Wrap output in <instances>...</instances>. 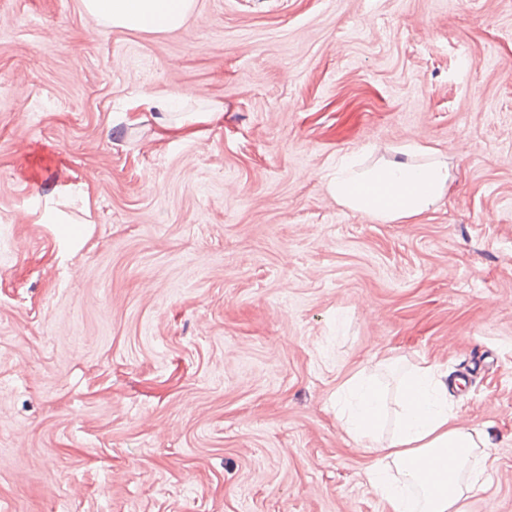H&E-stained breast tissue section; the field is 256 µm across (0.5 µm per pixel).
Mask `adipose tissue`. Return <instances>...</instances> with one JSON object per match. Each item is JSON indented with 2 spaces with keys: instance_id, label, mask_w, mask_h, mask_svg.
<instances>
[{
  "instance_id": "obj_1",
  "label": "adipose tissue",
  "mask_w": 512,
  "mask_h": 512,
  "mask_svg": "<svg viewBox=\"0 0 512 512\" xmlns=\"http://www.w3.org/2000/svg\"><path fill=\"white\" fill-rule=\"evenodd\" d=\"M85 11L112 26L163 32L182 26L194 0H82ZM401 159L356 168L343 162L328 182L341 206L383 224L422 219L444 197L448 166L431 147L401 146ZM395 429L378 436L385 398L374 376L357 372L337 394L346 433L372 457L365 478L387 512H465L484 484L488 439L457 422L448 387L433 366L413 368L399 381Z\"/></svg>"
}]
</instances>
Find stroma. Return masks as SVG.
Wrapping results in <instances>:
<instances>
[{"instance_id":"35a3bbf8","label":"stroma","mask_w":512,"mask_h":512,"mask_svg":"<svg viewBox=\"0 0 512 512\" xmlns=\"http://www.w3.org/2000/svg\"><path fill=\"white\" fill-rule=\"evenodd\" d=\"M405 144L448 165L434 211L336 202L342 156ZM65 184L71 249L37 215ZM424 362L490 442L466 512H512V0H195L157 33L0 0V512H383L336 391Z\"/></svg>"}]
</instances>
